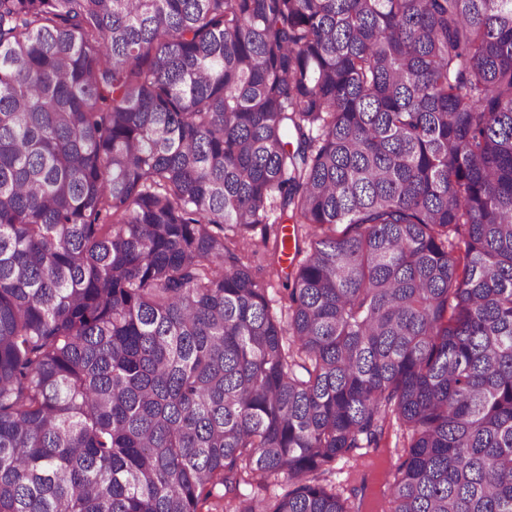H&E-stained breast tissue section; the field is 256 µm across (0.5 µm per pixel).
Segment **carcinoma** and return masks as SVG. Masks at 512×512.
<instances>
[{
	"label": "carcinoma",
	"instance_id": "1",
	"mask_svg": "<svg viewBox=\"0 0 512 512\" xmlns=\"http://www.w3.org/2000/svg\"><path fill=\"white\" fill-rule=\"evenodd\" d=\"M393 427L512 512V0H0V512H366ZM263 249L259 248L256 255L251 256L252 266L264 280L268 281L267 298L273 311L278 316L282 312V316L286 314L288 301L286 291L283 289L282 281L277 277L276 273L268 267L270 260V252L263 253ZM360 453H369L363 458H358L357 461H351L345 465L343 472L337 475L338 480L342 481L348 488L362 487V479L365 478L366 496H369L372 489L377 485L391 463L390 455L386 452L380 451L373 452V448H363L359 450ZM353 466L352 468L349 466ZM348 480L345 482V479Z\"/></svg>",
	"mask_w": 512,
	"mask_h": 512
}]
</instances>
